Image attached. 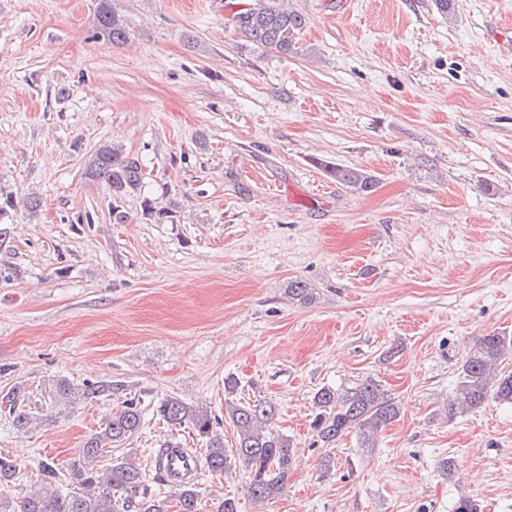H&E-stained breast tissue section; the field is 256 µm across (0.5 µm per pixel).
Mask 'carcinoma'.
<instances>
[{
  "mask_svg": "<svg viewBox=\"0 0 512 512\" xmlns=\"http://www.w3.org/2000/svg\"><path fill=\"white\" fill-rule=\"evenodd\" d=\"M228 22L246 40L262 48L288 55L298 50L302 31L308 25L306 15L285 6L284 0H230ZM97 34L112 45L127 41L128 33L114 0H99L95 14ZM325 176L351 191L368 195L379 185L373 173L362 168L324 164ZM85 176L106 186L108 209L113 223L126 218L124 203L141 187L144 171L139 159L124 153L120 147L103 143L91 154ZM30 214L37 213L41 199L36 195L20 202L11 192L0 188V237L7 234L2 224L10 220L18 205ZM174 200L164 206L143 200V215L157 224L170 218ZM288 297L300 303L313 299V288L304 281L288 284ZM509 354L504 339L492 334L480 339L476 351L462 365L454 396L448 400V418L472 411L489 398L512 403V373L505 374L499 365ZM124 391V385L110 381L85 382L79 387L61 379L50 390V397L63 400H97L112 398ZM316 414L311 428L327 448H334L343 435L356 432L363 448H374L379 434L398 420L401 411L397 400L382 389V384L367 377L354 386L340 390L323 387L313 396ZM0 405L7 410L13 428L26 432L36 421L20 390L14 388L0 396ZM225 412L235 430L234 445H224L219 420L208 411L194 407L177 397H168L156 407L159 419L170 425L190 423L205 440V460L211 471L227 472L239 465L248 473V494L256 502L274 498L286 486L288 474L295 464L291 440L270 428L276 409L269 401L249 402L244 398L225 399ZM143 426L140 401L125 397L121 409L108 416L100 430L83 444L78 459L68 471L73 490L63 492L56 487L59 471L52 460L39 463L40 487L21 501L0 498V512H165L163 503L152 496V489L142 477L139 467L128 458H120L107 468H99L97 459L106 448H119L133 439ZM19 465L0 455V486L17 480ZM199 493L193 486L178 489L180 512H199Z\"/></svg>",
  "mask_w": 512,
  "mask_h": 512,
  "instance_id": "obj_1",
  "label": "carcinoma"
}]
</instances>
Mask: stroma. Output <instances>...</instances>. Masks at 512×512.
<instances>
[{"mask_svg":"<svg viewBox=\"0 0 512 512\" xmlns=\"http://www.w3.org/2000/svg\"><path fill=\"white\" fill-rule=\"evenodd\" d=\"M288 0L310 23L294 55L258 48L224 0H116L127 42L95 37L97 0H0V187L34 194L0 245V454L21 470L68 464L117 401L50 403L61 378L112 380L143 427L101 457L148 467L168 443L203 447L156 414L174 396L224 420V380L276 403L296 461L261 503L243 471L203 472L201 512H512V405H444L479 339L512 341V0ZM68 96L56 99L58 88ZM111 142L139 159L140 190L113 223L84 178ZM372 171L360 195L321 166ZM175 199L168 221L146 199ZM303 280L312 301L289 299ZM372 377L399 419L377 447L343 437L322 469L310 422L321 387ZM454 459L455 475L440 463ZM20 393V389L17 388H13L3 395L0 393V405L7 410L13 428L18 432H27L39 415L36 413L39 407H35L36 411H33L26 399H21Z\"/></svg>","mask_w":512,"mask_h":512,"instance_id":"1","label":"stroma"}]
</instances>
